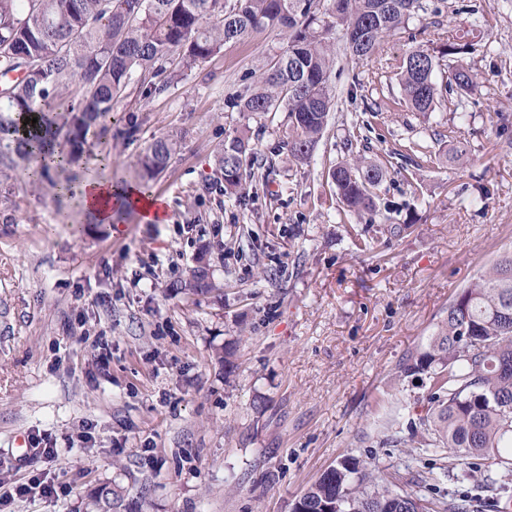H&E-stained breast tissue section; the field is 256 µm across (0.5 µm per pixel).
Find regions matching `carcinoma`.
<instances>
[{"mask_svg": "<svg viewBox=\"0 0 512 512\" xmlns=\"http://www.w3.org/2000/svg\"><path fill=\"white\" fill-rule=\"evenodd\" d=\"M320 0H0V73L17 78L0 85V166L27 162L37 188L58 155L64 167L83 152L90 129L111 114L118 95L138 71L149 96L170 83L173 56L191 70L224 43L259 28H285L288 47L267 67L259 85L239 96L240 111L267 117L283 108L292 134L288 152L304 162L326 127L335 64L331 35L340 27L354 60L377 53L384 36L419 12L423 0H340L323 15ZM445 45L435 51L411 46L399 66L402 101L426 115L444 100L437 72L459 96L476 76ZM37 123H26V118ZM178 141L159 139L142 161L147 177L162 173ZM224 194L239 196L246 170L261 167L249 142L235 137L217 152ZM388 164L360 157L336 165L330 177L344 212L374 220L375 189ZM184 287L213 289L209 273L196 269ZM406 374L427 380V432L422 447L452 452L460 481L495 495L499 512H512V253L462 288L428 347L408 356ZM443 472H429L424 492L380 482L344 459L312 484L292 512H471L475 498L463 490L446 501L430 496Z\"/></svg>", "mask_w": 512, "mask_h": 512, "instance_id": "carcinoma-1", "label": "carcinoma"}]
</instances>
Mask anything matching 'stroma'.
<instances>
[{
  "mask_svg": "<svg viewBox=\"0 0 512 512\" xmlns=\"http://www.w3.org/2000/svg\"><path fill=\"white\" fill-rule=\"evenodd\" d=\"M344 39L336 32L335 104L308 162L288 156L287 112L236 104L287 48L267 28L175 70L164 93L146 96L133 74L109 132L92 130L79 161L40 189L23 167L0 175V512H101L106 484L112 512H292L345 458L409 491L441 467L437 497L462 490L452 454L419 449L413 402L427 389L400 366L460 289L512 251V0H447L360 62ZM445 43L469 44L474 90L448 91L425 116L401 106L406 50ZM239 134L263 165L236 200L214 158ZM171 136L168 168L143 181L141 159ZM456 148L459 164L446 159ZM405 149L418 181L388 173L377 190L388 217L344 215L336 163ZM65 175L148 184L167 221L122 209L96 223L76 195L56 196ZM201 262L218 291L177 289ZM227 349L230 370L217 357ZM388 401L399 404L389 430ZM36 434L57 462L18 448ZM45 476L66 495L15 496Z\"/></svg>",
  "mask_w": 512,
  "mask_h": 512,
  "instance_id": "35a3bbf8",
  "label": "stroma"
}]
</instances>
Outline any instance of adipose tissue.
<instances>
[{
  "mask_svg": "<svg viewBox=\"0 0 512 512\" xmlns=\"http://www.w3.org/2000/svg\"><path fill=\"white\" fill-rule=\"evenodd\" d=\"M77 193L86 212L102 224L111 223L115 212L126 206L134 207L144 221L156 224L166 221V201L148 198L132 184L89 180L78 187Z\"/></svg>",
  "mask_w": 512,
  "mask_h": 512,
  "instance_id": "obj_1",
  "label": "adipose tissue"
}]
</instances>
